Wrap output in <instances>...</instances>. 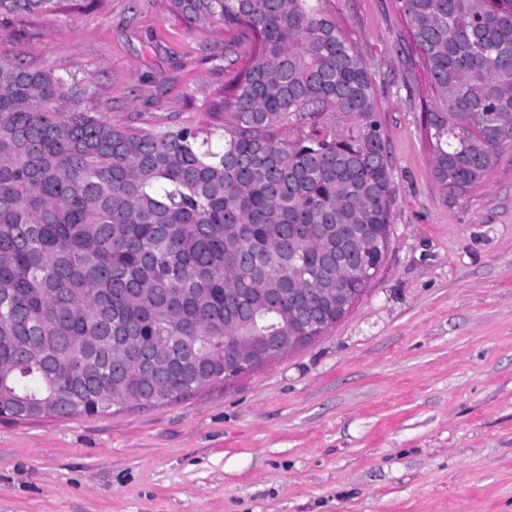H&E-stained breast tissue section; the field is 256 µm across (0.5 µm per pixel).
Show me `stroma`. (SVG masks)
I'll return each mask as SVG.
<instances>
[{"instance_id": "obj_1", "label": "stroma", "mask_w": 512, "mask_h": 512, "mask_svg": "<svg viewBox=\"0 0 512 512\" xmlns=\"http://www.w3.org/2000/svg\"><path fill=\"white\" fill-rule=\"evenodd\" d=\"M377 82L395 199L367 294L315 341L170 405L0 419V512H512V147L442 196L394 0H331ZM224 31L165 0H61L0 45L111 126L205 122Z\"/></svg>"}]
</instances>
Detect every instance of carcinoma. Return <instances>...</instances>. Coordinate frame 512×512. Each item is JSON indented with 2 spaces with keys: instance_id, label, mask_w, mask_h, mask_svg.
I'll return each instance as SVG.
<instances>
[{
  "instance_id": "1",
  "label": "carcinoma",
  "mask_w": 512,
  "mask_h": 512,
  "mask_svg": "<svg viewBox=\"0 0 512 512\" xmlns=\"http://www.w3.org/2000/svg\"><path fill=\"white\" fill-rule=\"evenodd\" d=\"M58 0H0V15ZM330 0H168L233 58L212 129L109 126L73 76L0 45V402L19 417L165 405L224 380L238 341L299 332L319 288L381 268L394 202L376 79ZM425 70L423 129L443 194L512 146V0H397ZM349 224L376 246L345 248ZM136 336L112 392V337ZM165 352L166 394L152 387Z\"/></svg>"
}]
</instances>
